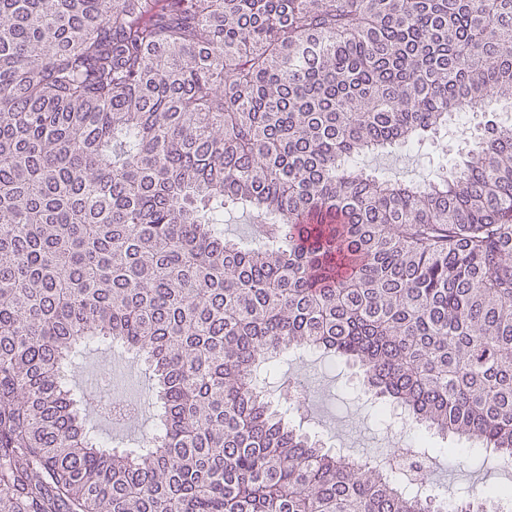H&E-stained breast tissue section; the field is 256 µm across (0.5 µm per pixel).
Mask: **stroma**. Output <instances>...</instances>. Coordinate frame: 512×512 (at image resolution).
<instances>
[{"instance_id": "35a3bbf8", "label": "stroma", "mask_w": 512, "mask_h": 512, "mask_svg": "<svg viewBox=\"0 0 512 512\" xmlns=\"http://www.w3.org/2000/svg\"><path fill=\"white\" fill-rule=\"evenodd\" d=\"M501 106L489 105L485 112L455 117L447 129L434 139L414 148H396L392 151L366 156L367 168L393 180L420 183L431 180L442 166L462 160L474 136L483 134L488 124L500 121ZM111 368L114 390L124 397L140 402L138 416L128 422L91 415L92 425L100 436L113 444L135 447L150 430L154 420L153 408L144 406L149 380L142 365L126 355H113L105 348H90L82 359V368L73 378L77 388H85L87 381L97 378L104 368ZM283 382H305L309 388L307 403L302 411L304 431L320 432L332 438L335 447L350 449L352 454L377 458L389 446L383 425L361 408L366 395L362 379L355 369L337 365L328 366L312 352L291 353L280 364ZM468 449H460L452 456H437L430 462V481L438 489L486 486L512 480V474L487 466L479 467L468 461Z\"/></svg>"}]
</instances>
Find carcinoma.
Wrapping results in <instances>:
<instances>
[{"label": "carcinoma", "mask_w": 512, "mask_h": 512, "mask_svg": "<svg viewBox=\"0 0 512 512\" xmlns=\"http://www.w3.org/2000/svg\"><path fill=\"white\" fill-rule=\"evenodd\" d=\"M498 99L512 0H0V512H489L271 381L318 350L512 463V125L423 185L360 165ZM101 344L155 381L137 448L69 384ZM252 214L242 211H228L224 215V234L228 237L247 242L254 232Z\"/></svg>", "instance_id": "1"}]
</instances>
